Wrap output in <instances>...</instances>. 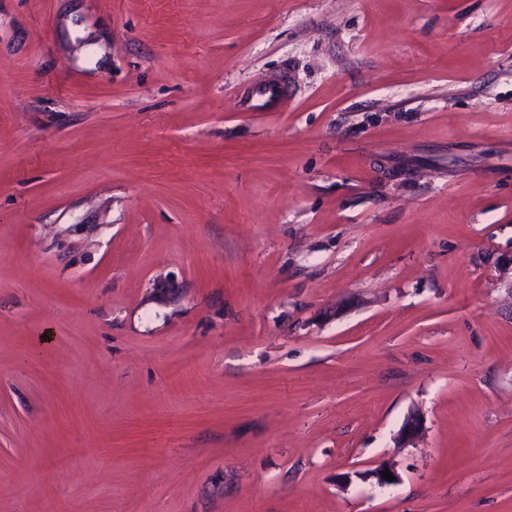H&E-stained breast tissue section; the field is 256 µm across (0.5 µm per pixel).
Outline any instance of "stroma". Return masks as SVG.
<instances>
[{"instance_id": "obj_1", "label": "stroma", "mask_w": 512, "mask_h": 512, "mask_svg": "<svg viewBox=\"0 0 512 512\" xmlns=\"http://www.w3.org/2000/svg\"><path fill=\"white\" fill-rule=\"evenodd\" d=\"M0 512H512V0H0Z\"/></svg>"}]
</instances>
